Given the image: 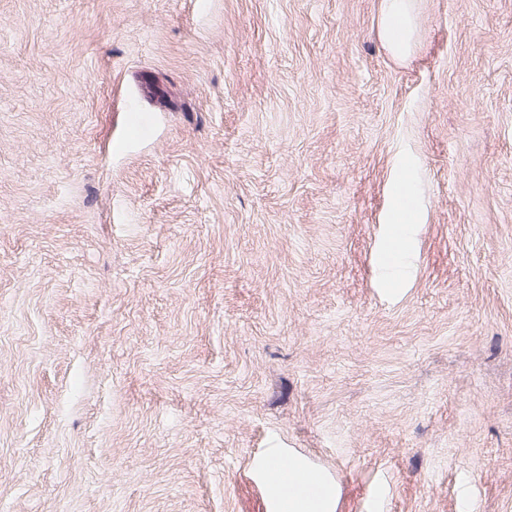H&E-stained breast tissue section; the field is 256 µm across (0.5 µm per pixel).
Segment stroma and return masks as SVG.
Returning a JSON list of instances; mask_svg holds the SVG:
<instances>
[{
    "mask_svg": "<svg viewBox=\"0 0 512 512\" xmlns=\"http://www.w3.org/2000/svg\"><path fill=\"white\" fill-rule=\"evenodd\" d=\"M381 2L0 0V512H512V0ZM412 0H383L381 36L394 54L405 55L413 34ZM262 469L270 485L274 512H335L334 486L302 458L281 456L273 451Z\"/></svg>",
    "mask_w": 512,
    "mask_h": 512,
    "instance_id": "obj_1",
    "label": "stroma"
}]
</instances>
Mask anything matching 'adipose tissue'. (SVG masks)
Returning <instances> with one entry per match:
<instances>
[{"instance_id":"obj_1","label":"adipose tissue","mask_w":512,"mask_h":512,"mask_svg":"<svg viewBox=\"0 0 512 512\" xmlns=\"http://www.w3.org/2000/svg\"><path fill=\"white\" fill-rule=\"evenodd\" d=\"M412 0H383L381 36L395 54L412 39ZM262 469L276 503L274 512H336L334 486L299 457L271 453Z\"/></svg>"}]
</instances>
